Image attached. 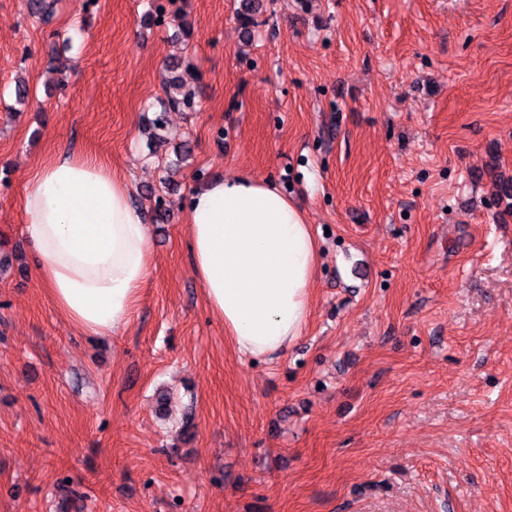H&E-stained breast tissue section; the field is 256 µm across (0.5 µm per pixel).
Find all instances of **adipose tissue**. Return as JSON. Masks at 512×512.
<instances>
[{"label": "adipose tissue", "mask_w": 512, "mask_h": 512, "mask_svg": "<svg viewBox=\"0 0 512 512\" xmlns=\"http://www.w3.org/2000/svg\"><path fill=\"white\" fill-rule=\"evenodd\" d=\"M34 273L59 312L88 336L129 320L151 264L149 231L129 181L97 156L41 166L23 201ZM191 269L243 359H273L304 332L317 242L303 212L272 183L221 177L186 206Z\"/></svg>", "instance_id": "obj_1"}]
</instances>
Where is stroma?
Instances as JSON below:
<instances>
[{
	"instance_id": "1",
	"label": "stroma",
	"mask_w": 512,
	"mask_h": 512,
	"mask_svg": "<svg viewBox=\"0 0 512 512\" xmlns=\"http://www.w3.org/2000/svg\"><path fill=\"white\" fill-rule=\"evenodd\" d=\"M0 0V512H512V0ZM164 10L154 24L155 7ZM190 34H183V26ZM196 109L141 133L169 63ZM194 154L164 187L174 146ZM132 185L153 263L79 333L22 202L60 153ZM273 182L321 255L304 333L241 360L186 200Z\"/></svg>"
}]
</instances>
